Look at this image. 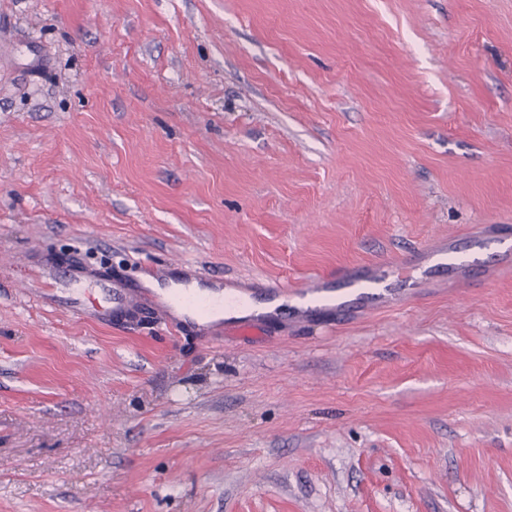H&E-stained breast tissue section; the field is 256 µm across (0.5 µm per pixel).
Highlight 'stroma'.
<instances>
[{"instance_id":"stroma-1","label":"stroma","mask_w":512,"mask_h":512,"mask_svg":"<svg viewBox=\"0 0 512 512\" xmlns=\"http://www.w3.org/2000/svg\"><path fill=\"white\" fill-rule=\"evenodd\" d=\"M448 243L219 341L18 272L240 292ZM0 512H512V0H0ZM342 283L341 289H349L345 291H355L357 289H369L372 292L368 293L377 302L387 301L390 297L387 285L384 279L376 272L366 277L352 278L342 275L339 280Z\"/></svg>"}]
</instances>
